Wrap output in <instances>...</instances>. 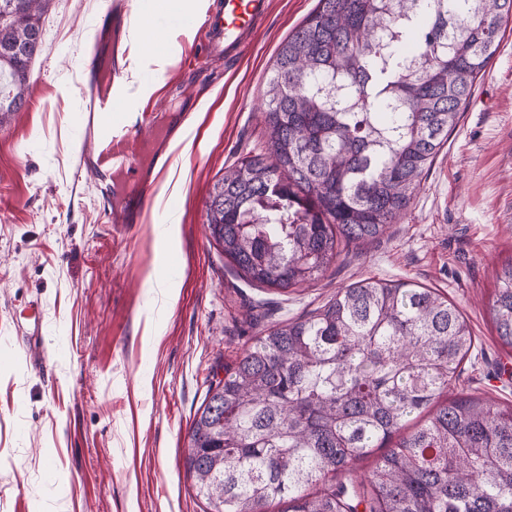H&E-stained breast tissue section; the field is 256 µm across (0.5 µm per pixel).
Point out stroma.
<instances>
[{
	"instance_id": "stroma-1",
	"label": "stroma",
	"mask_w": 512,
	"mask_h": 512,
	"mask_svg": "<svg viewBox=\"0 0 512 512\" xmlns=\"http://www.w3.org/2000/svg\"><path fill=\"white\" fill-rule=\"evenodd\" d=\"M122 38L164 117L143 137L170 147L139 223L108 222L120 174L81 168L85 73L108 62L107 0H49L26 107L0 124V512H205L184 469L188 430L212 382L253 337L365 279L447 294L475 348L453 384L512 405V353L491 304L512 260V22L425 173L404 218L343 253L323 277L281 292L241 279L209 240L213 184L267 133L260 119L276 51L317 0H271L240 59L189 64L181 26L210 0L168 12L124 0ZM177 215L176 242L160 227ZM178 286L165 305L156 281Z\"/></svg>"
}]
</instances>
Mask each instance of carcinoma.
I'll list each match as a JSON object with an SVG mask.
<instances>
[{
    "instance_id": "obj_1",
    "label": "carcinoma",
    "mask_w": 512,
    "mask_h": 512,
    "mask_svg": "<svg viewBox=\"0 0 512 512\" xmlns=\"http://www.w3.org/2000/svg\"><path fill=\"white\" fill-rule=\"evenodd\" d=\"M45 7L0 0V124L27 103ZM511 19L512 0H318L277 50L265 146L208 192L210 237L235 271L286 292L398 223ZM499 282L492 314L512 349V262ZM473 348L430 288L339 289L209 387L184 456L197 495L207 512H512V405L449 394Z\"/></svg>"
}]
</instances>
